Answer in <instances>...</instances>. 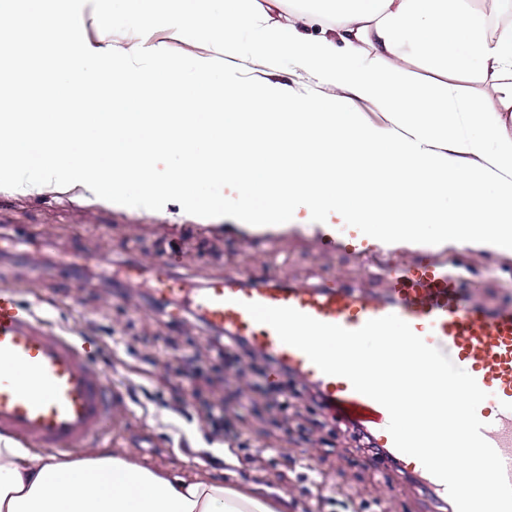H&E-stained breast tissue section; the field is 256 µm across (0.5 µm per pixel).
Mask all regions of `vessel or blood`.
Listing matches in <instances>:
<instances>
[{"label": "vessel or blood", "instance_id": "b4317fda", "mask_svg": "<svg viewBox=\"0 0 512 512\" xmlns=\"http://www.w3.org/2000/svg\"><path fill=\"white\" fill-rule=\"evenodd\" d=\"M66 257L76 272L90 267L112 271L108 259L72 251ZM121 269L149 275L157 294L179 298L209 331L245 338L256 350L273 355L320 393L332 416L363 431L381 449L385 464L449 510L453 502L445 485L416 458L395 448L387 430L388 411L355 391L348 379L321 372L273 328L256 322L245 305L292 307L349 330L374 318L399 316L486 392L477 410L482 434L512 480V299L492 309L477 306L463 288V273L452 264L396 265L382 296L333 283L302 286L270 280L249 285L224 274L193 288L161 257L131 258ZM111 422L110 387L93 365L84 337L56 332L24 309L15 293L0 291V434L53 454H75L98 441Z\"/></svg>", "mask_w": 512, "mask_h": 512}]
</instances>
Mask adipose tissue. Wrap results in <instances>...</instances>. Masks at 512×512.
Returning a JSON list of instances; mask_svg holds the SVG:
<instances>
[{"label": "adipose tissue", "instance_id": "1", "mask_svg": "<svg viewBox=\"0 0 512 512\" xmlns=\"http://www.w3.org/2000/svg\"><path fill=\"white\" fill-rule=\"evenodd\" d=\"M281 0H157L123 4L125 19L176 35L189 24L215 53L195 61L193 92L164 64L160 45L113 47L111 17L97 42L71 28L52 42L43 83L48 113L27 121L0 106V155L9 182L36 187L47 175L98 194L155 205L170 195L191 207L247 216L246 233H288L298 211L361 227L366 247L477 249L512 258V28L488 35L468 6L448 0H300L289 20ZM321 25L320 34L308 29ZM422 51L432 68L492 77L500 104L461 102L451 88L428 95L401 61ZM291 57L326 85L386 108L384 125L361 120L335 97L291 96L272 79L218 76L221 59L250 57L275 69ZM47 150L51 165L27 161ZM174 156L165 170L157 159ZM236 185L234 197L187 187ZM288 496L172 476L103 448L77 460L44 456L0 435V512H288Z\"/></svg>", "mask_w": 512, "mask_h": 512}]
</instances>
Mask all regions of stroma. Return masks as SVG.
<instances>
[{
    "mask_svg": "<svg viewBox=\"0 0 512 512\" xmlns=\"http://www.w3.org/2000/svg\"><path fill=\"white\" fill-rule=\"evenodd\" d=\"M151 40L164 44L168 64L187 74L197 57L213 52L210 38L196 32L173 38L156 30ZM402 68L420 88L448 83L459 99L497 102L495 84L483 74L438 72L413 56ZM223 221V213L192 209L177 199L147 208L125 198L92 197L61 182L35 192L0 186V231L7 236L28 235L56 250L99 256H166L179 273L198 283L223 272L246 281L272 275L284 283L333 281L381 295L393 262L451 258L460 265L474 301L493 305L512 296V259L480 250H323L308 232L235 235L224 232ZM0 288L18 290L21 303L58 331L74 330L90 341L94 361L113 389L112 428L101 447L133 453L143 464L182 477L213 474L228 485L245 481L273 497L288 495L290 512H330V497L368 502L369 512H433L429 496L360 452L351 432L322 428V412L307 396L298 404L314 429L312 444H304L300 431L267 407V389L284 383L275 372L263 378L264 393L249 396L238 395L239 381L230 370L217 372L205 363L196 378L169 372L166 364L179 341L173 323L183 317L178 307L162 312L144 304L135 307L108 294L96 277L76 278L20 262H0ZM111 336L118 337V344L103 350ZM158 389L166 391L167 406L149 400V392ZM205 397L223 400L250 457H243L236 444L211 441L201 409Z\"/></svg>",
    "mask_w": 512,
    "mask_h": 512,
    "instance_id": "stroma-1",
    "label": "stroma"
}]
</instances>
